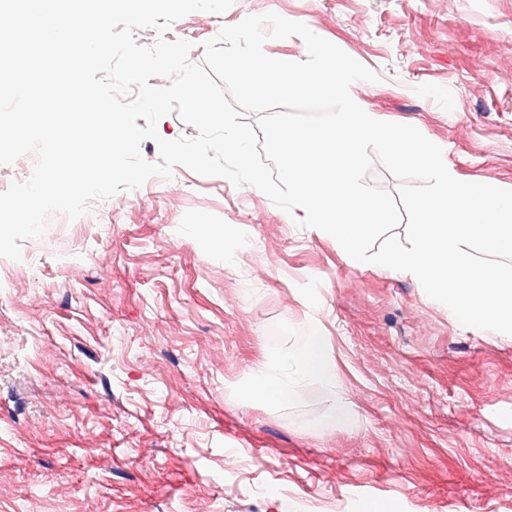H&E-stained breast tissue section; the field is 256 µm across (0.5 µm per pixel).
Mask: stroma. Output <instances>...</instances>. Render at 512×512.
Listing matches in <instances>:
<instances>
[{
    "label": "stroma",
    "mask_w": 512,
    "mask_h": 512,
    "mask_svg": "<svg viewBox=\"0 0 512 512\" xmlns=\"http://www.w3.org/2000/svg\"><path fill=\"white\" fill-rule=\"evenodd\" d=\"M273 12L379 82L463 181L512 190V0H234L167 31L202 44ZM228 228L235 256L203 235ZM0 257V512H512V341L410 278L349 266L261 191L178 166L51 215ZM319 318L354 416L308 384L242 397Z\"/></svg>",
    "instance_id": "35a3bbf8"
}]
</instances>
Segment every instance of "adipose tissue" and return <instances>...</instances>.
<instances>
[{
  "mask_svg": "<svg viewBox=\"0 0 512 512\" xmlns=\"http://www.w3.org/2000/svg\"><path fill=\"white\" fill-rule=\"evenodd\" d=\"M336 361L318 320H311L304 342L284 353H274L253 370L245 395L254 401H281L298 394L302 386L316 381L334 392L331 422H344L351 416L349 403L337 396Z\"/></svg>",
  "mask_w": 512,
  "mask_h": 512,
  "instance_id": "1",
  "label": "adipose tissue"
}]
</instances>
